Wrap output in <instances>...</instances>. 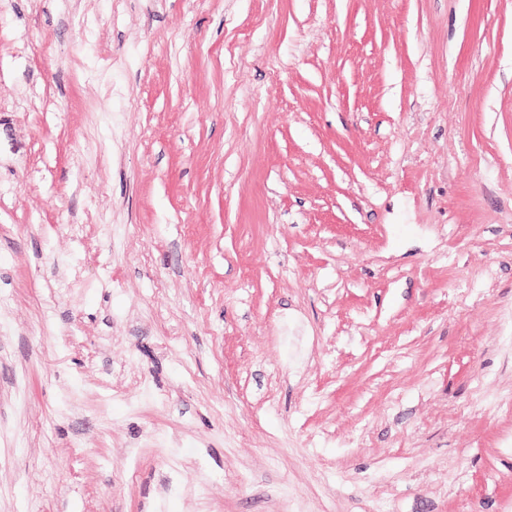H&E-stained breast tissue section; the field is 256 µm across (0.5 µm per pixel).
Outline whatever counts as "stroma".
Segmentation results:
<instances>
[{"instance_id":"1","label":"stroma","mask_w":512,"mask_h":512,"mask_svg":"<svg viewBox=\"0 0 512 512\" xmlns=\"http://www.w3.org/2000/svg\"><path fill=\"white\" fill-rule=\"evenodd\" d=\"M0 512H512V0H0Z\"/></svg>"}]
</instances>
